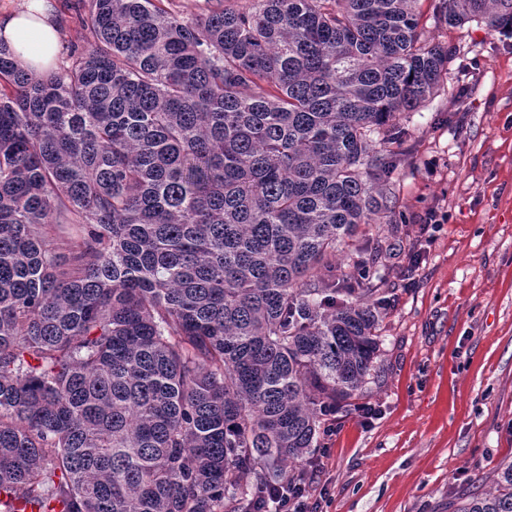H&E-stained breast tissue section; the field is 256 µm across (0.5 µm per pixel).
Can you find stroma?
<instances>
[{
  "label": "stroma",
  "mask_w": 512,
  "mask_h": 512,
  "mask_svg": "<svg viewBox=\"0 0 512 512\" xmlns=\"http://www.w3.org/2000/svg\"><path fill=\"white\" fill-rule=\"evenodd\" d=\"M422 10L451 58L439 91L397 116L382 222L403 250L370 269L389 300L362 395L377 415L336 414L309 462L317 512H453L512 458V32L445 24L439 0Z\"/></svg>",
  "instance_id": "35a3bbf8"
}]
</instances>
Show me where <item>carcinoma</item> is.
I'll list each match as a JSON object with an SVG mask.
<instances>
[{
    "label": "carcinoma",
    "mask_w": 512,
    "mask_h": 512,
    "mask_svg": "<svg viewBox=\"0 0 512 512\" xmlns=\"http://www.w3.org/2000/svg\"><path fill=\"white\" fill-rule=\"evenodd\" d=\"M161 2L89 0L39 76L0 48V512H257L376 358L344 260L448 66L423 0ZM455 512H512V462ZM163 3L169 9L181 14L185 18H194L197 15L207 13L209 10L216 9L219 6L221 8H224V5L241 6L248 2L245 0H164Z\"/></svg>",
    "instance_id": "cac0c4a2"
}]
</instances>
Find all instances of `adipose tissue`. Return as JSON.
<instances>
[{"label":"adipose tissue","mask_w":512,"mask_h":512,"mask_svg":"<svg viewBox=\"0 0 512 512\" xmlns=\"http://www.w3.org/2000/svg\"><path fill=\"white\" fill-rule=\"evenodd\" d=\"M0 45L32 75L56 67L63 49L62 27L49 0H20L0 6Z\"/></svg>","instance_id":"ef3b65f1"}]
</instances>
